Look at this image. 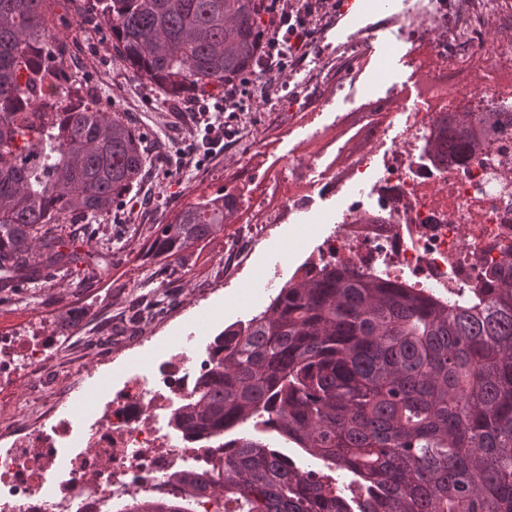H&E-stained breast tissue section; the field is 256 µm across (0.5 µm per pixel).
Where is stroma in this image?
<instances>
[{
  "label": "stroma",
  "instance_id": "obj_1",
  "mask_svg": "<svg viewBox=\"0 0 512 512\" xmlns=\"http://www.w3.org/2000/svg\"><path fill=\"white\" fill-rule=\"evenodd\" d=\"M56 13L55 26L72 48L71 75L86 82L98 108L144 135L148 154L140 182L119 207L98 217V238L75 240L83 262L42 287L0 295V340L53 337L51 374L71 389L62 411L78 415L87 403L102 402L126 374L169 361L180 349L205 356L224 327L264 311L277 288L315 257L334 228L332 216L343 205L333 198L320 200L311 211L296 215L229 283L223 277L224 251L240 228L253 221L249 208L171 263L161 284L154 277L159 261L147 253L158 226L200 197L261 178L273 161H287L293 154L313 161L319 144L306 139L312 128H323L327 138L346 148L364 147L374 109L386 115L404 107L413 112L426 97L427 80L416 64L427 46L405 44L400 76L385 79L396 88L397 98L377 94L359 109L333 96L336 76L343 70L356 78L358 88L368 87V71L376 59L368 51L356 58L343 56L342 44L367 26L376 27L377 40L384 44L401 34L392 15L369 13L358 2L346 15H321L313 37L269 76L270 82L294 89L304 111H276L258 99L248 111L231 112L223 89L170 97L136 77L118 59L109 28L99 16L77 15L69 2ZM215 116L224 121L223 135L205 128ZM161 289L170 294L178 317L144 347L106 351V338L132 329L140 305ZM67 313L78 317L79 324L64 332L59 318Z\"/></svg>",
  "mask_w": 512,
  "mask_h": 512
}]
</instances>
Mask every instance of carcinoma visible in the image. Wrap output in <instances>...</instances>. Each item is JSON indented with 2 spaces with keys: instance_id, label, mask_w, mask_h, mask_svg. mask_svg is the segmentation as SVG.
<instances>
[{
  "instance_id": "obj_1",
  "label": "carcinoma",
  "mask_w": 512,
  "mask_h": 512,
  "mask_svg": "<svg viewBox=\"0 0 512 512\" xmlns=\"http://www.w3.org/2000/svg\"><path fill=\"white\" fill-rule=\"evenodd\" d=\"M59 0H0V288L15 293L77 259L55 225L109 213L141 179L142 138L71 79ZM264 0H94L118 56L168 96L251 74ZM512 112H452L431 150L460 161ZM238 211L203 197L161 225L149 254L179 260ZM42 261L32 263L33 252ZM170 425L233 448L216 469L173 473L175 494L118 512H512V249L464 300L332 263L301 265L265 311L224 328ZM262 419L319 466L254 434Z\"/></svg>"
}]
</instances>
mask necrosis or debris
<instances>
[{
  "label": "necrosis or debris",
  "mask_w": 512,
  "mask_h": 512,
  "mask_svg": "<svg viewBox=\"0 0 512 512\" xmlns=\"http://www.w3.org/2000/svg\"><path fill=\"white\" fill-rule=\"evenodd\" d=\"M406 41L444 32L420 63L433 73L483 57L512 65V39L462 48L454 19L440 0H417L400 14ZM512 112V81L465 91L433 84L418 111L391 123L373 124L370 149L350 154L344 173L323 172L289 159L293 178L305 192L279 205L259 203L260 219L243 231L224 258V277L233 279L270 229L311 210L316 198L344 197L347 186L369 184L366 198L350 204L318 255L349 268L381 274L412 288L453 296L474 287L502 250L512 247V133L486 139L478 159L454 162L425 152L437 134L435 119L446 110ZM49 346L41 339L16 349L0 341V386L34 376L29 392L41 408L29 429L0 426V512H107L109 502L129 495L172 494L167 476L179 463L208 462L223 449L202 440L169 438L166 420L192 391L204 367L183 352L171 372L133 373L112 388L83 424L87 449L68 461L57 450L73 431L58 408L70 389L41 372ZM96 474L87 482V474Z\"/></svg>",
  "instance_id": "necrosis-or-debris-1"
}]
</instances>
